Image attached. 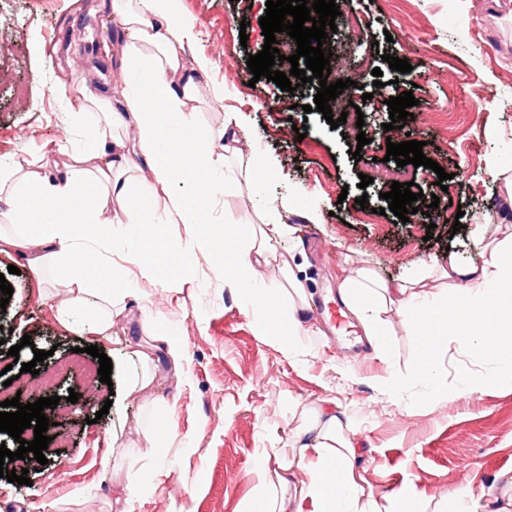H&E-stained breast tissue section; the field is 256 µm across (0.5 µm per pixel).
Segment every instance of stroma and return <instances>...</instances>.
I'll use <instances>...</instances> for the list:
<instances>
[{
  "label": "stroma",
  "mask_w": 512,
  "mask_h": 512,
  "mask_svg": "<svg viewBox=\"0 0 512 512\" xmlns=\"http://www.w3.org/2000/svg\"><path fill=\"white\" fill-rule=\"evenodd\" d=\"M110 2L0 0L1 165L22 159L36 169L42 152L58 143L83 144L77 110L84 86L123 109L120 56L105 27ZM265 3L176 0L194 26L180 50L208 62L193 105L198 136L219 144L225 113H240L245 154L279 165L260 196L243 169L229 165L228 180L212 188L224 223H260L271 204L321 216L299 231L300 278L313 297L298 314L312 331L308 355L259 336L221 270L195 255L183 225L167 228L168 248L185 257L169 279L134 264L136 225H113L99 250L130 292L107 337L74 333L58 312L63 289L55 275L34 273L19 251H0V273L13 288L0 312V370L14 375L21 402L38 399L29 390L32 374L19 369L35 362V350L48 353L35 362L40 371L77 346H98L112 361L107 384L95 375L60 378V388L79 395L69 411L68 445L45 450L47 463L29 471L30 485L0 478V512H242L264 469L290 453L306 411L327 401L361 443L357 474L380 506L391 507V493L401 490L408 512L437 502L450 510L459 491L477 498L490 488L503 504L512 498V383L453 399L436 395L420 378L419 339L404 317L389 315L378 345L339 296L353 267L400 281L436 261L479 260L487 244L512 231L506 182L489 172L493 162L512 168V0H336L331 74L372 95L362 107L370 142L358 160L322 113H304L317 83L289 93L253 80L246 61L264 45ZM97 39L107 44L104 55L80 53V44ZM386 54L408 59L411 72L392 71ZM376 68L380 88L372 85ZM408 90L418 101L413 119L383 132L387 99ZM408 137L423 142L426 157L450 175L442 189L435 171L416 170L424 195L440 198L434 240L426 223L402 224L387 212L390 183L359 186L374 159L384 158L387 141ZM361 196L368 208L358 205ZM147 312L184 357L176 373L158 356L155 383L139 390L136 354L148 348L140 331ZM26 335L32 346H21ZM14 345L15 360L8 354ZM163 424L173 433L167 446L147 447L149 432Z\"/></svg>",
  "instance_id": "1"
}]
</instances>
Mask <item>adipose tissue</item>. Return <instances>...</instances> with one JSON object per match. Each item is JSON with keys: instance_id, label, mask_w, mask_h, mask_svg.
Wrapping results in <instances>:
<instances>
[{"instance_id": "1", "label": "adipose tissue", "mask_w": 512, "mask_h": 512, "mask_svg": "<svg viewBox=\"0 0 512 512\" xmlns=\"http://www.w3.org/2000/svg\"><path fill=\"white\" fill-rule=\"evenodd\" d=\"M173 0H112V14L122 32L119 53L123 66L146 63L153 78L126 100L124 112L113 109L108 98L92 89L81 92L82 118L93 132L94 144L73 154L56 179L26 169L17 162L0 167V197L8 201L0 210V223L12 227L0 236V245L22 253L34 271L52 269L66 293L60 314L71 318L86 310L77 331L108 333L121 315L123 281L113 279L111 268L83 251L81 242L103 239L114 224H135L144 244L139 265L163 263L175 272L181 253L164 251L168 225H185L203 256L224 262V282L237 288L243 299L257 305L260 336L270 343L302 348L305 330L296 312L307 303L306 292L293 262L297 248L295 228L277 207L267 210V224L245 222L208 231L212 223L211 184L222 175L228 159L241 160L247 184L262 193L274 166L269 161L244 158L238 147L242 120L237 113L224 116L221 147L199 139L190 108L199 86L175 42L191 41V23L176 19ZM133 123L132 142L115 138L113 129ZM145 158V166H132L128 153ZM150 186L162 207L142 220L131 204L136 189ZM277 266L283 279L264 282L258 270ZM342 301L356 315L367 335L384 334V317L404 313L416 326L421 341L423 375L434 379L450 347L456 346L494 357L499 369L486 384L512 380V347L497 338L508 324L512 309V234L488 245L481 261L433 265L408 282L389 284L371 269L357 267L341 285ZM358 444L346 432L335 409L319 408L305 431L299 457L306 460L309 481L303 498L282 493L284 474H268L259 495L246 512H303L310 499L313 512H361L364 490L356 480Z\"/></svg>"}]
</instances>
